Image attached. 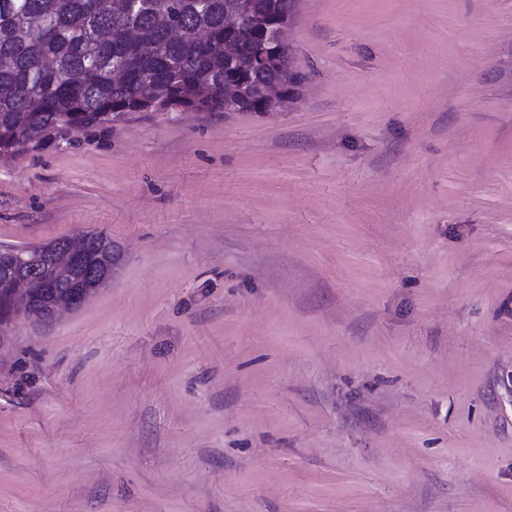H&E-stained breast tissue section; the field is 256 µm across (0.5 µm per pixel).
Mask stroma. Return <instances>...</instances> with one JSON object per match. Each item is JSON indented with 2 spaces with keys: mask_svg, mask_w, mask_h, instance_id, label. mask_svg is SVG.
Listing matches in <instances>:
<instances>
[{
  "mask_svg": "<svg viewBox=\"0 0 512 512\" xmlns=\"http://www.w3.org/2000/svg\"><path fill=\"white\" fill-rule=\"evenodd\" d=\"M284 112L0 158L112 280L0 349V512H512V0H296Z\"/></svg>",
  "mask_w": 512,
  "mask_h": 512,
  "instance_id": "35a3bbf8",
  "label": "stroma"
}]
</instances>
